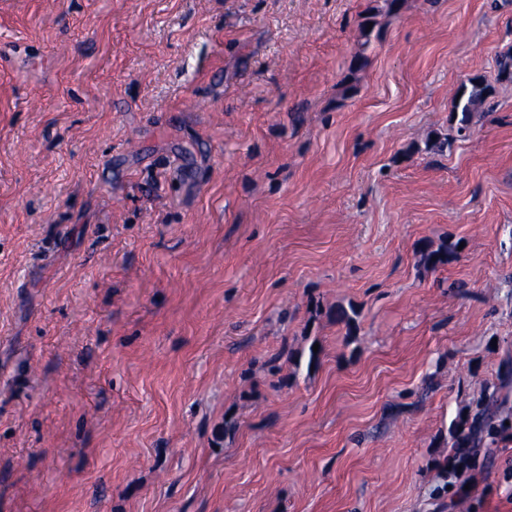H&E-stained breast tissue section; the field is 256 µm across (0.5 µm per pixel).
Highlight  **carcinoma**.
<instances>
[{"instance_id":"1","label":"carcinoma","mask_w":512,"mask_h":512,"mask_svg":"<svg viewBox=\"0 0 512 512\" xmlns=\"http://www.w3.org/2000/svg\"><path fill=\"white\" fill-rule=\"evenodd\" d=\"M488 85L484 81L474 79L470 90L462 91L456 98L454 118L457 121V134L466 137L470 134L473 114L479 111L488 97ZM454 253V246L448 245L436 250L425 245L421 254L427 266L435 269L448 263V258ZM512 373L507 371L500 379V386L493 390H484L475 403L473 411L459 416L453 434V448L464 455L472 448L484 444H499L512 439V417L507 415L498 418L500 409L505 406L506 399L499 396V387L507 384Z\"/></svg>"}]
</instances>
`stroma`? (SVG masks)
Returning <instances> with one entry per match:
<instances>
[{
    "mask_svg": "<svg viewBox=\"0 0 512 512\" xmlns=\"http://www.w3.org/2000/svg\"><path fill=\"white\" fill-rule=\"evenodd\" d=\"M511 48L512 0H0V512H512L451 437L512 368ZM488 85L483 80L471 81L469 91L463 90L456 98L454 118L457 121V134L466 137L470 134L474 112H479L488 97Z\"/></svg>",
    "mask_w": 512,
    "mask_h": 512,
    "instance_id": "obj_1",
    "label": "stroma"
}]
</instances>
